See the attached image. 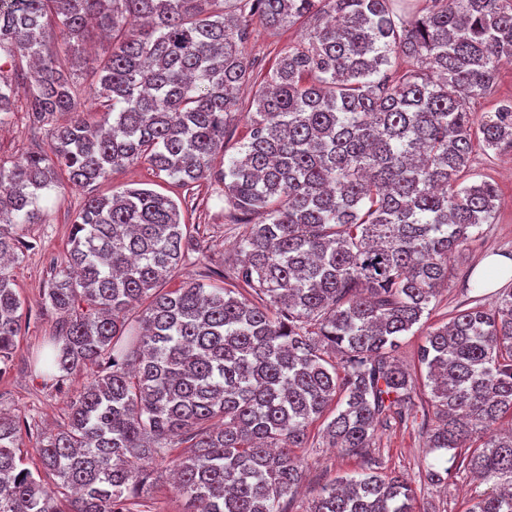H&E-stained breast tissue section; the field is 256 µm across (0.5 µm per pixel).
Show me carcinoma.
<instances>
[{"label": "carcinoma", "instance_id": "obj_1", "mask_svg": "<svg viewBox=\"0 0 512 512\" xmlns=\"http://www.w3.org/2000/svg\"><path fill=\"white\" fill-rule=\"evenodd\" d=\"M0 0V51L32 61L25 112L48 149L0 165V371L21 335L4 261L35 245L39 200L59 172L93 188L137 162L184 187L213 175L247 224L226 276L163 285L193 253L199 229L146 187L88 195L65 265L44 289L60 315L42 359L61 386L84 374L63 425L37 432L41 468L22 466L28 417L0 411V512H142L149 469L172 461L187 512H286L299 478L295 449L332 402L329 442L357 453L393 419L417 422L414 382L395 353L453 275L452 258L495 215L497 186L459 182L473 153L512 146V104L487 120L471 104L512 58V0ZM329 17L283 51L254 98L239 155L218 172L241 85L253 79L248 23L272 34ZM54 20L61 53L112 35L92 61L103 108L91 125L73 70L44 53ZM404 57L403 69L392 59ZM14 84L0 63V125ZM340 354L333 361L329 353ZM436 424L423 480L469 472L492 492L468 512H512V289L427 330L419 351ZM398 476L363 473L322 489L309 512H415Z\"/></svg>", "mask_w": 512, "mask_h": 512}]
</instances>
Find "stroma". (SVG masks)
<instances>
[{
    "label": "stroma",
    "mask_w": 512,
    "mask_h": 512,
    "mask_svg": "<svg viewBox=\"0 0 512 512\" xmlns=\"http://www.w3.org/2000/svg\"><path fill=\"white\" fill-rule=\"evenodd\" d=\"M312 27V21L304 19L273 36L262 26L252 25L247 53L255 72H266L283 49L295 45L302 33ZM24 101L23 88H16L15 112L6 124L0 125V163L7 166L48 147L46 129L31 126ZM468 179L494 182L500 201L491 223L481 225L478 235L455 254L456 275L442 289L428 320L434 327L446 323L453 309L470 305L474 297H481L483 304L492 303L496 289L475 286L482 275L480 263L491 255H512V148L489 154L475 148ZM151 181L156 182L158 192L171 196L181 205L187 223L199 225L207 239L203 255L179 268L169 280V287L195 280L210 287L224 286V263L232 259L235 242L245 227L234 223L231 214L225 211L216 184L201 181L187 189L170 180L159 181L148 164L141 162L113 173L95 191L117 194L131 184ZM85 195V190L64 184L43 197L42 223L27 225L24 230L26 240L36 242L37 247L16 255L8 267L14 288L25 306L13 359L6 372L0 374V410L34 416L42 428L65 420L75 391L83 381L78 375L64 386H56L54 381L41 377L33 361L44 341L52 335L57 320L55 313L42 307L41 295L54 275L56 263L63 260L69 247L72 224ZM423 341L419 331L405 336L397 353L398 360L409 369L416 383L413 399L419 410L430 407V391L424 386L426 369L418 361ZM325 426L321 419L311 424L306 447L297 451L303 476L297 493L286 506L287 512H308L323 487L339 477L367 470L398 475L415 485V512H467L473 498L485 490L483 484L465 473L452 475L439 485L421 484L420 476L433 454L427 446L428 433L420 426L390 424L378 431L371 448L362 454L329 447L323 437ZM169 469L166 462L152 469L151 490L143 499L145 512H186L185 499L172 484Z\"/></svg>",
    "instance_id": "obj_1"
}]
</instances>
